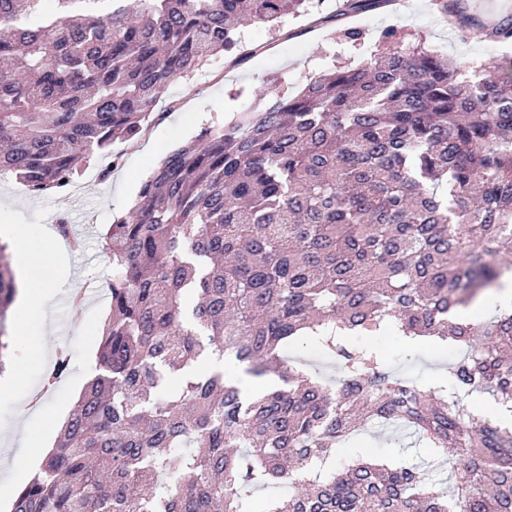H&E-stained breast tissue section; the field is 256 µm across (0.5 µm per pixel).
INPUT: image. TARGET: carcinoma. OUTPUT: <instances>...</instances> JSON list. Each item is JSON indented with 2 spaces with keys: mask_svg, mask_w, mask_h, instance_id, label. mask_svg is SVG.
Wrapping results in <instances>:
<instances>
[{
  "mask_svg": "<svg viewBox=\"0 0 512 512\" xmlns=\"http://www.w3.org/2000/svg\"><path fill=\"white\" fill-rule=\"evenodd\" d=\"M311 5L0 0V174L64 192L242 27ZM100 245L102 373L11 512H512V431L330 340L332 384L280 359L318 326L393 322L464 347L457 390L512 406V314H464L512 276L511 58L469 77L419 43L335 66L174 150ZM16 294L0 244V372ZM211 353L280 384L247 396L189 371ZM69 366L60 352L46 387ZM367 419L452 461L454 493L413 462L313 474ZM290 481L288 507L256 510L254 488Z\"/></svg>",
  "mask_w": 512,
  "mask_h": 512,
  "instance_id": "1",
  "label": "carcinoma"
}]
</instances>
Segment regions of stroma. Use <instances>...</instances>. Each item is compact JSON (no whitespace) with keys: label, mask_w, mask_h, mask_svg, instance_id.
Masks as SVG:
<instances>
[{"label":"stroma","mask_w":512,"mask_h":512,"mask_svg":"<svg viewBox=\"0 0 512 512\" xmlns=\"http://www.w3.org/2000/svg\"><path fill=\"white\" fill-rule=\"evenodd\" d=\"M397 3L393 13L376 9L353 14L346 8L347 0H324L308 15L284 17L277 28L260 24L244 28L238 61L217 55L193 79L174 82L136 145L113 144L120 163L108 179H100V166L95 163L76 176L65 192L34 196L13 177L0 178V224L15 225L31 253L59 281L53 292L35 294L24 334L12 339V357L24 364L28 394L40 392L42 375L53 365L59 349H67L71 356L68 378L28 412L25 430L14 428L20 399L0 395V486L11 482L6 462L24 453L27 437H43L48 444H55L59 418L70 413L85 383L97 375V352L110 313L109 302L103 297L76 307L71 298L84 286L103 288L111 280L112 266L99 249L98 235L104 225L128 215L141 183L168 153L203 128L228 125L262 95L294 92L322 71L344 63L359 65L377 50H400L422 42L471 67L512 57V39L502 41L487 35L494 28L512 27V0H457L459 9L473 18L470 26L449 21L436 9L434 0ZM388 27L395 30V39L379 41V34ZM348 29L361 31L362 39L346 40L343 33ZM61 214L69 224L91 226L81 249H71L67 241L49 237ZM44 307L53 311L51 322L42 319ZM370 346L378 349L398 376L441 394L454 392L450 367L459 348L433 344L412 348L393 326L374 336L349 339L350 349L356 352ZM356 457L381 463L399 458L417 462L432 460L435 453L418 444L411 431L397 430L395 439L390 440L369 425L357 433L353 444L337 449L335 459L321 467V476H329Z\"/></svg>","instance_id":"1"}]
</instances>
